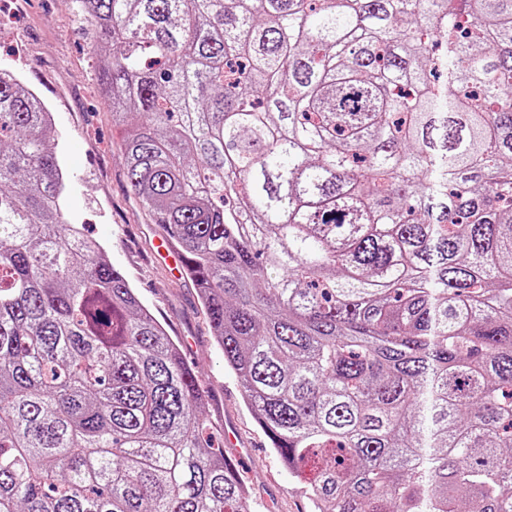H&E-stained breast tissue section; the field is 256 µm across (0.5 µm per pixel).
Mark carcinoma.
<instances>
[{
    "mask_svg": "<svg viewBox=\"0 0 512 512\" xmlns=\"http://www.w3.org/2000/svg\"><path fill=\"white\" fill-rule=\"evenodd\" d=\"M68 4L314 512H512V0ZM51 126L1 70L0 512H252L200 372L66 215Z\"/></svg>",
    "mask_w": 512,
    "mask_h": 512,
    "instance_id": "carcinoma-1",
    "label": "carcinoma"
}]
</instances>
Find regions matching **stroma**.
Returning a JSON list of instances; mask_svg holds the SVG:
<instances>
[{
    "instance_id": "35a3bbf8",
    "label": "stroma",
    "mask_w": 512,
    "mask_h": 512,
    "mask_svg": "<svg viewBox=\"0 0 512 512\" xmlns=\"http://www.w3.org/2000/svg\"><path fill=\"white\" fill-rule=\"evenodd\" d=\"M0 70L13 72L53 115L51 134L68 176L67 214L123 271L185 360L198 366L221 442L247 461L241 477L253 512H311L309 468L295 473L283 466L224 365L192 282L161 253L156 226L129 184L120 131L98 92L90 48L65 0H0Z\"/></svg>"
}]
</instances>
